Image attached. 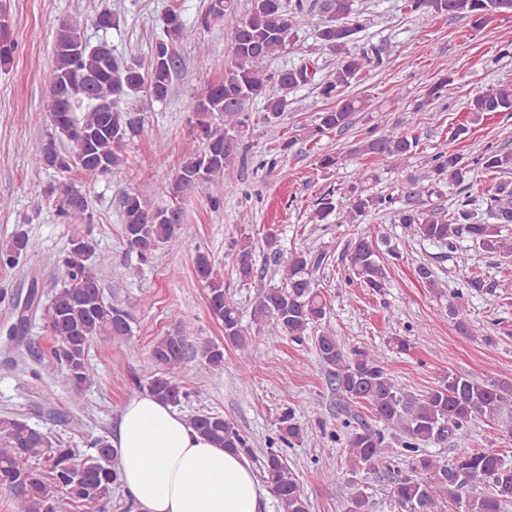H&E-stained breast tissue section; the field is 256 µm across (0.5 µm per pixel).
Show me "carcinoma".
Wrapping results in <instances>:
<instances>
[{
  "label": "carcinoma",
  "instance_id": "carcinoma-1",
  "mask_svg": "<svg viewBox=\"0 0 512 512\" xmlns=\"http://www.w3.org/2000/svg\"><path fill=\"white\" fill-rule=\"evenodd\" d=\"M251 6L233 26V50L224 78L208 84L193 100L196 135L184 152L181 167L169 186L178 200L200 195L213 206L220 205L224 194L234 190L226 177L236 155L239 141L229 128L246 121L250 103H264L265 122L274 126L287 106L289 92L308 84L313 75L307 66L277 72L267 68V61L286 48L309 20L307 0H250ZM325 22L320 31L324 50L336 55V66L318 83L319 93L336 105L316 117V123L304 133L318 139L329 132L342 131L352 124L353 115L365 109L363 100L353 98L347 90L361 73L384 65L380 49L365 45L351 47L353 35L362 28L354 0H320ZM406 8L418 16L440 15L466 18L478 29L496 17L512 16V0H407ZM234 12L233 0H224V11L213 9L194 25L186 24L180 12L171 10L163 17L164 38L155 44L147 64H128L115 57L111 42L102 37L72 50L81 36V22L75 19L58 28L53 43V63L45 76L48 91L46 109L52 132L48 133L30 158L32 167L69 173L79 170L95 181L112 173L123 162L125 140L136 134L140 121L119 108L123 100L136 98L148 91L151 99H167L173 75L181 66L176 47L194 39L208 29L213 20ZM11 23L0 12V68L9 66L16 50L10 35ZM450 73L446 72L427 85L414 111L431 106L447 93ZM473 117L512 112V91L488 87L467 105ZM419 137L391 128L379 133L365 131L361 150L400 164L417 151ZM430 173L435 183L464 186L466 200L454 212L435 207L422 208L430 190L421 178L409 176L403 197H382L362 186L365 179L350 186L341 200L329 191L319 197L313 213L317 222L339 211L346 224H360L373 211L386 210L394 224L414 227L415 235L425 241L448 246L457 251L456 239L467 236L488 253L512 255V241L502 236V225L512 224V184L499 182L480 188L479 183H465L467 173L478 170L485 176L504 173L512 167V154L490 146L467 165L463 157L449 150L431 156ZM45 193L55 198L60 216L86 225L93 222L90 201L73 183L50 184ZM482 195L491 201L493 223L481 222L470 208L473 197ZM123 236L129 251L142 261L152 257L155 248L177 237L189 235L183 212L176 206L148 209L136 193L122 197ZM361 237L351 246L349 269L366 288L375 292L386 287L387 276L380 256V245ZM236 272L242 281L254 275V246L245 238L236 244ZM30 241L21 229L0 245V266L15 267L27 256ZM45 264L64 269L63 285L54 289L46 312L55 346L47 364L61 366L74 390L92 385L95 373L86 353L94 336L131 335L129 315L105 303L100 289V271L108 256L90 234H77L69 247L59 254H48ZM323 254L295 251L290 253L281 283L266 288L253 308L256 323L273 321L279 335L302 343L309 331L319 363L326 369L336 391L348 398L368 404L375 416L388 427L402 433L403 455L409 459V473H397L391 480L390 497L397 512H444L457 506L463 512H503L512 502V466L503 462L499 450L483 448L458 453L440 462L422 445L446 444L468 436L469 424L477 417L497 418L512 395V383L479 382L450 374L435 389L417 398L407 395L388 373L374 348L347 351L336 334L323 326L328 306L321 289L314 286L313 274L324 264ZM196 272L208 288V306L212 316L223 323L225 341L246 344V329L240 319L239 304L224 287V273L205 253L196 255ZM448 318L465 336L489 338V334L470 320L468 299L463 290L450 294ZM194 334L185 324L174 334L161 338L152 350L156 363L166 368L147 376L139 387L157 399L181 407L189 393L171 375L189 347ZM194 353L209 368L224 366V347L204 342ZM192 428L221 448H236L253 456V448L235 426L215 413H199L188 419ZM276 439L269 441L261 467L264 487L275 498L280 512H310L307 497L288 465L283 448L301 441L302 427L287 408L276 418ZM345 448L350 471L367 473L393 470L394 450L384 431L368 424L345 423ZM88 447L93 452L79 457L71 448L52 441L51 436L27 422L0 418V489L14 503V512H66V505H97L107 512L113 489L120 485L116 450L107 437H96Z\"/></svg>",
  "mask_w": 512,
  "mask_h": 512
}]
</instances>
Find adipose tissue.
<instances>
[{
  "label": "adipose tissue",
  "mask_w": 512,
  "mask_h": 512,
  "mask_svg": "<svg viewBox=\"0 0 512 512\" xmlns=\"http://www.w3.org/2000/svg\"><path fill=\"white\" fill-rule=\"evenodd\" d=\"M112 445L137 512H259L267 496L244 455L215 446L148 394L124 403Z\"/></svg>",
  "instance_id": "adipose-tissue-1"
}]
</instances>
